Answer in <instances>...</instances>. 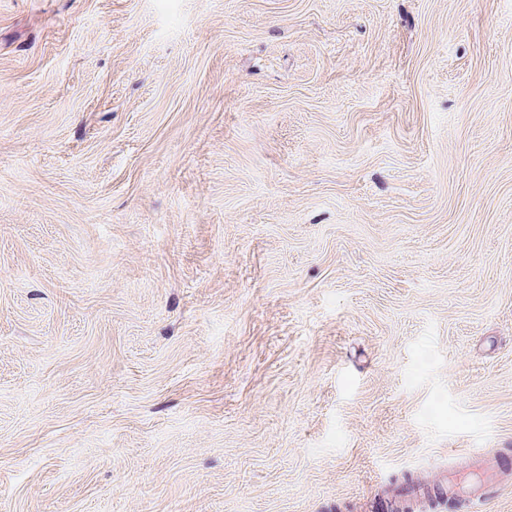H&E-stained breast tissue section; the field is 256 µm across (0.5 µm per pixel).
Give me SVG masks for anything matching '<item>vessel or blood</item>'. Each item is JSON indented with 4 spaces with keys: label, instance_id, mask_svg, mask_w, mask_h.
I'll use <instances>...</instances> for the list:
<instances>
[{
    "label": "vessel or blood",
    "instance_id": "vessel-or-blood-1",
    "mask_svg": "<svg viewBox=\"0 0 512 512\" xmlns=\"http://www.w3.org/2000/svg\"><path fill=\"white\" fill-rule=\"evenodd\" d=\"M511 485L512 468L499 457L466 451L455 468L415 477L404 487L389 490L377 505L383 512H399L407 498L431 497L459 501L469 512H482L502 488Z\"/></svg>",
    "mask_w": 512,
    "mask_h": 512
}]
</instances>
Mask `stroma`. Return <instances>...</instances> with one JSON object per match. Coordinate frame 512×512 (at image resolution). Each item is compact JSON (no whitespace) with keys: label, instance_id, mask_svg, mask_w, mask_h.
<instances>
[{"label":"stroma","instance_id":"35a3bbf8","mask_svg":"<svg viewBox=\"0 0 512 512\" xmlns=\"http://www.w3.org/2000/svg\"><path fill=\"white\" fill-rule=\"evenodd\" d=\"M0 512H365L512 458V0H0Z\"/></svg>","mask_w":512,"mask_h":512}]
</instances>
